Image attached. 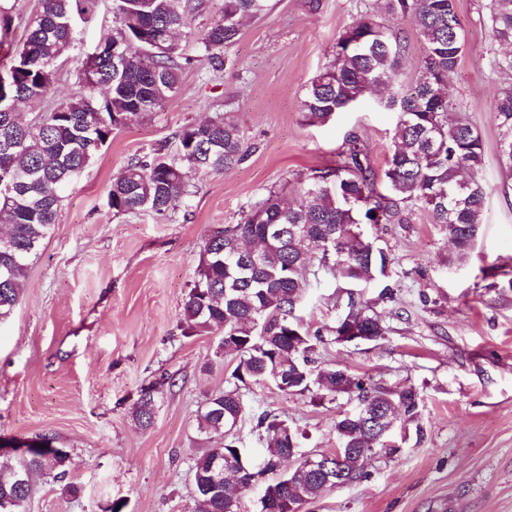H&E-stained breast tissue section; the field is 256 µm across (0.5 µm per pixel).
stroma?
Returning <instances> with one entry per match:
<instances>
[{
	"instance_id": "35a3bbf8",
	"label": "stroma",
	"mask_w": 512,
	"mask_h": 512,
	"mask_svg": "<svg viewBox=\"0 0 512 512\" xmlns=\"http://www.w3.org/2000/svg\"><path fill=\"white\" fill-rule=\"evenodd\" d=\"M488 3L457 0L466 47L449 84L483 140L488 203L479 240L455 264L453 245L426 210L413 209L406 224L367 227L392 261L388 292H364L386 334L329 344L317 356L318 365L378 385L412 387L419 420L397 424V454L377 453L368 478L327 490L308 512H512V180L498 163L490 114L505 80L491 66ZM376 8V0H270L267 14L225 48L221 72L194 62L175 95L115 131L67 188L19 305L0 321V437L49 434L70 452L64 478L36 476L26 512H190L193 460L223 444L199 435L197 412L232 386L236 365L218 353V335L183 333L203 242L215 226L240 223L269 189L298 197L308 177L335 165L349 134L383 172L396 120L375 95L323 125L307 124L302 112L339 36ZM385 22L404 38L399 79L410 83L425 47L411 19ZM112 25V0H98L47 105L76 92L83 59ZM224 113L245 132L244 162L190 174V194L171 217L108 208L112 180L131 160L158 150L178 161L175 133ZM341 285L323 270L310 278L296 310L310 330L333 325L347 303ZM163 374L176 384L142 429L133 404ZM241 394L249 412L287 419L304 453L333 451L337 419L359 407L353 395L286 393L270 383Z\"/></svg>"
}]
</instances>
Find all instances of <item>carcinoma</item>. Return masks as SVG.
I'll use <instances>...</instances> for the list:
<instances>
[{
  "label": "carcinoma",
  "instance_id": "1",
  "mask_svg": "<svg viewBox=\"0 0 512 512\" xmlns=\"http://www.w3.org/2000/svg\"><path fill=\"white\" fill-rule=\"evenodd\" d=\"M94 0H41V9L25 26V38L8 46L0 64V81L10 99L0 105V223L9 225L0 242V320L20 301L27 270L52 225L58 223L64 190L89 165L112 132L155 111L178 88L180 74L191 63L181 39H196L210 67L224 65V49L234 44L247 19L268 11V0H221L218 20L201 29L193 25L198 6L192 0H112V35L88 55L83 70H96V82L83 81L84 92L46 112L29 107L47 98L65 52L79 37L75 16L88 12ZM386 15L410 17L425 46L414 83L395 82L404 51L403 38L375 13L347 28L331 60L310 83L302 112L310 125H322L351 109L366 94L392 89L384 106L396 113L395 140L383 174L386 193L375 190L378 174L358 136L347 137L336 166L317 171L303 184L300 201H286L271 191L239 224L214 228L204 241L196 277L182 309L184 334L220 332L224 353L238 357L231 376L245 384H277L275 368L295 367L291 392L317 389L326 395L357 394L360 408L336 421L339 446L352 452L340 471L344 484L366 478V465L379 450L394 453L392 431H383L378 413L392 400L399 418L419 416L418 394L411 387L387 388L366 382L336 367L312 368L324 344L310 333L294 310L308 285L310 267L329 270L344 283L367 287L390 277L389 254L365 234L367 224H404L411 206L432 215L455 245L461 264L477 242L487 204L479 177L483 142L465 118L450 115L460 106L448 96V83L464 52L457 0H382ZM493 42L509 49L494 53L493 65L512 79V0H490ZM118 45L119 56L110 53ZM492 118L499 129L503 170L512 177V86L497 98ZM181 164L155 153L130 162L113 179L108 206L117 214L150 212L168 217L190 194L188 172H220L245 159V133L226 116L182 127L176 134ZM260 254L252 267L237 248ZM338 344L372 342L386 333L382 317L368 303L349 295L347 311L327 329ZM172 378L161 376L140 390L132 416L152 426L157 403ZM245 414L239 387L207 399L198 415L199 432L224 435V424ZM264 435L270 470L285 454L299 448L288 420L271 413L256 418ZM243 449L234 439L208 448L192 466V512H241L242 493L250 476ZM70 453L64 448L33 449L25 455H0V500L15 502L24 512L32 494V475L54 479L66 473ZM279 503L316 501L327 490L319 476L297 464L268 484ZM261 504L260 512H265Z\"/></svg>",
  "mask_w": 512,
  "mask_h": 512
}]
</instances>
